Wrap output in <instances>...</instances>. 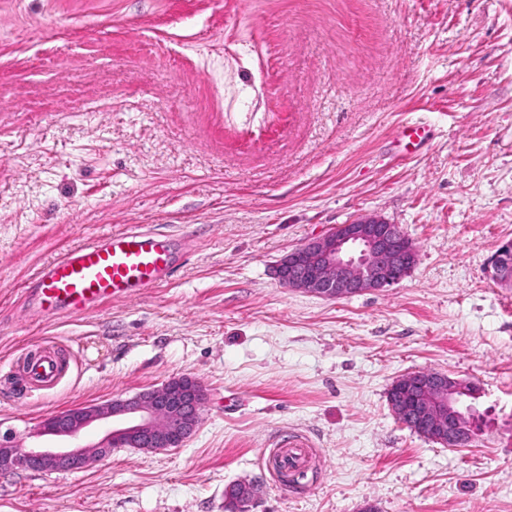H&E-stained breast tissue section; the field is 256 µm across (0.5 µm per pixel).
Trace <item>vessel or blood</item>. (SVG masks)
I'll return each mask as SVG.
<instances>
[{
	"label": "vessel or blood",
	"mask_w": 512,
	"mask_h": 512,
	"mask_svg": "<svg viewBox=\"0 0 512 512\" xmlns=\"http://www.w3.org/2000/svg\"><path fill=\"white\" fill-rule=\"evenodd\" d=\"M173 263L167 236L140 229L102 235L42 266L30 306L42 316H87L131 289L156 287Z\"/></svg>",
	"instance_id": "obj_1"
}]
</instances>
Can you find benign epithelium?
<instances>
[{
	"mask_svg": "<svg viewBox=\"0 0 512 512\" xmlns=\"http://www.w3.org/2000/svg\"><path fill=\"white\" fill-rule=\"evenodd\" d=\"M512 239L501 244L493 260V277L512 283ZM416 264V250L401 228L377 215L341 224L328 235L288 252L277 265L279 281L310 294L340 299L363 291H380L399 284ZM466 382L438 371H417L393 381L389 406L396 418L419 435L456 449L469 444L466 414L456 394ZM207 393L191 376L168 379L129 398H116L61 410L39 425V434L66 442L64 446L25 447L10 435H0V473L18 470L77 473L91 468L115 448L147 452L182 447L201 420ZM112 423L94 444H77L89 427ZM256 485L239 481L226 486L225 507L249 512Z\"/></svg>",
	"mask_w": 512,
	"mask_h": 512,
	"instance_id": "7a95c632",
	"label": "benign epithelium"
}]
</instances>
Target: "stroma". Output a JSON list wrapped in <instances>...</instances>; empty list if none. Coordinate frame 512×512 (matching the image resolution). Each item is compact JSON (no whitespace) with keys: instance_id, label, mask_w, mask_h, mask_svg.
Segmentation results:
<instances>
[{"instance_id":"stroma-1","label":"stroma","mask_w":512,"mask_h":512,"mask_svg":"<svg viewBox=\"0 0 512 512\" xmlns=\"http://www.w3.org/2000/svg\"><path fill=\"white\" fill-rule=\"evenodd\" d=\"M425 128L418 145L402 140ZM377 215L399 285L281 284L289 251ZM140 226L168 277L93 315L26 298L44 262ZM512 0H0V432L175 376L208 391L180 448L0 474V512H512ZM41 350L66 358L20 387ZM481 389L453 449L401 424L392 382ZM512 251V239L503 242L493 260V277L498 282L512 283V263L507 260L506 253ZM256 485L253 482L239 481L226 486L224 491L225 507L229 512H247L254 504L257 494Z\"/></svg>"}]
</instances>
